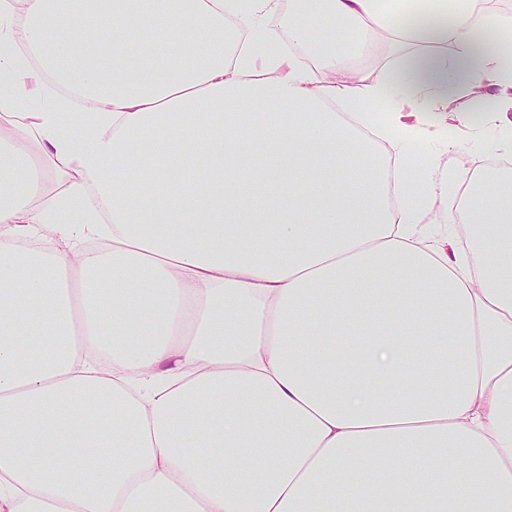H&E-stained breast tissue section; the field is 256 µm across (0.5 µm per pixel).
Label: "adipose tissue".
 Wrapping results in <instances>:
<instances>
[{"mask_svg":"<svg viewBox=\"0 0 512 512\" xmlns=\"http://www.w3.org/2000/svg\"><path fill=\"white\" fill-rule=\"evenodd\" d=\"M408 2L0 0V512H512V188L459 209L370 108L512 65ZM347 60L350 70L363 69L367 71L370 78L380 79L386 70L395 63L396 58L390 54L387 45L383 49L376 50L374 46L369 49L355 44L351 46Z\"/></svg>","mask_w":512,"mask_h":512,"instance_id":"ef3b65f1","label":"adipose tissue"}]
</instances>
